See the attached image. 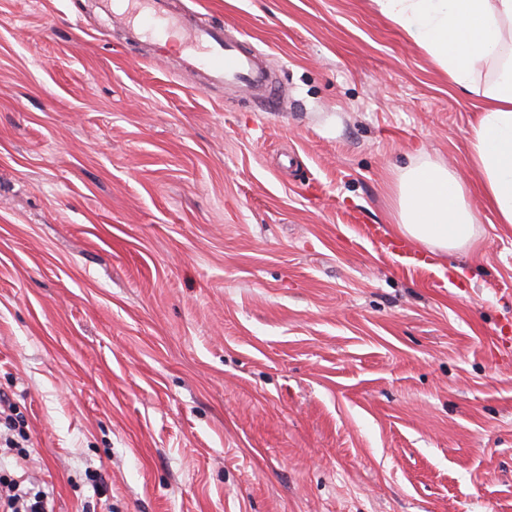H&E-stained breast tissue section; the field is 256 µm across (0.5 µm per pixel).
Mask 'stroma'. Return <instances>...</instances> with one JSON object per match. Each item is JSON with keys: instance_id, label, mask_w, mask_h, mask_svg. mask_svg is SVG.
<instances>
[{"instance_id": "obj_1", "label": "stroma", "mask_w": 512, "mask_h": 512, "mask_svg": "<svg viewBox=\"0 0 512 512\" xmlns=\"http://www.w3.org/2000/svg\"><path fill=\"white\" fill-rule=\"evenodd\" d=\"M283 107L95 0H0V478L49 512H512V226L481 96L374 0H175ZM468 183L477 241L404 266L392 183Z\"/></svg>"}]
</instances>
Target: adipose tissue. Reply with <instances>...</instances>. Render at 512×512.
Wrapping results in <instances>:
<instances>
[{
    "mask_svg": "<svg viewBox=\"0 0 512 512\" xmlns=\"http://www.w3.org/2000/svg\"><path fill=\"white\" fill-rule=\"evenodd\" d=\"M380 12L467 91L485 101L468 135L469 165L481 175L485 204L512 225V0H375ZM489 85L478 87L482 68ZM398 231L442 252L470 249L476 216L466 182L447 167L421 164L395 183Z\"/></svg>",
    "mask_w": 512,
    "mask_h": 512,
    "instance_id": "1",
    "label": "adipose tissue"
}]
</instances>
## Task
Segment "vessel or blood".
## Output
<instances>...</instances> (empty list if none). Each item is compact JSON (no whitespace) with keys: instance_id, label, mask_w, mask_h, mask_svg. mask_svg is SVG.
I'll return each instance as SVG.
<instances>
[{"instance_id":"obj_1","label":"vessel or blood","mask_w":512,"mask_h":512,"mask_svg":"<svg viewBox=\"0 0 512 512\" xmlns=\"http://www.w3.org/2000/svg\"><path fill=\"white\" fill-rule=\"evenodd\" d=\"M114 16L142 36L162 40L180 36L190 66L208 83L233 85L252 92L263 109H280L282 101L263 60L224 26L187 23L172 12L168 0H114Z\"/></svg>"}]
</instances>
